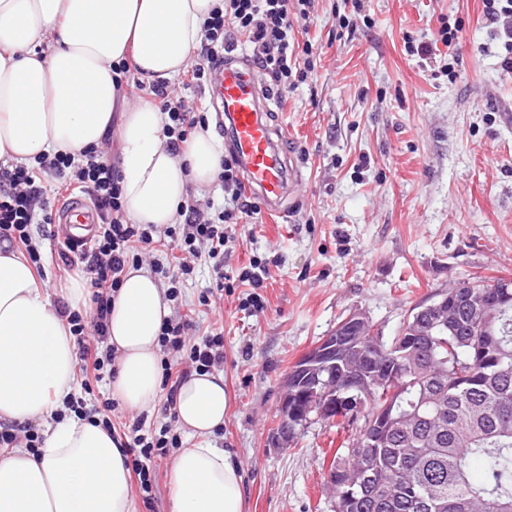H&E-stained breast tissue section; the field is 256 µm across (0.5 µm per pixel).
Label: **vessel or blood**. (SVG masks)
<instances>
[{"mask_svg": "<svg viewBox=\"0 0 512 512\" xmlns=\"http://www.w3.org/2000/svg\"><path fill=\"white\" fill-rule=\"evenodd\" d=\"M210 87L214 107L231 120L229 148L241 163L248 190L259 196L268 211H280L288 194L290 165L282 151V137L268 121L273 94L251 71L246 58L234 54L225 57ZM55 222L66 242L86 244L97 211L84 197L74 196L59 205Z\"/></svg>", "mask_w": 512, "mask_h": 512, "instance_id": "obj_1", "label": "vessel or blood"}]
</instances>
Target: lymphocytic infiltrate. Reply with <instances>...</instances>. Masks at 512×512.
<instances>
[{
  "instance_id": "f902f5d3",
  "label": "lymphocytic infiltrate",
  "mask_w": 512,
  "mask_h": 512,
  "mask_svg": "<svg viewBox=\"0 0 512 512\" xmlns=\"http://www.w3.org/2000/svg\"><path fill=\"white\" fill-rule=\"evenodd\" d=\"M311 0H224L214 8L204 26V38L195 66L193 83L211 81L216 65L238 44H246L254 62L275 90L279 100L304 83L315 68L311 45L300 44L295 37L294 21L308 18ZM151 93L159 101L166 119L163 135L172 150H180L192 131L205 126L204 115L195 112L184 98L161 84ZM53 177L60 186L79 185L84 189L99 214V224L89 247L62 253L64 267L82 265L92 290L95 310L92 317L77 311L65 316L76 343V364L84 377L102 380L112 372L115 351L107 343V319L112 298L117 292L126 268L143 266L146 255L163 246L176 254L173 265L152 263L151 269L166 289L171 302H178L182 285L194 272L193 258L199 245H207L215 278L203 305L223 298L225 288L224 254L234 243L228 227L241 215L254 212L255 202L245 192L240 179V164L234 155H225L219 177L224 185L227 206L201 216L194 204L182 208V223L157 228L153 224L128 222L121 199L119 175L108 162L101 147L87 148L81 157L58 154L38 158L35 165L0 168V238L23 247L34 267H41L42 256L34 243L30 227L53 221V208L41 196V176ZM188 320L170 317L165 320L158 339L170 358L163 363V378L171 380L175 361L190 363L194 371L208 372L224 361V338L215 333L193 341ZM121 445L129 456V464L144 494H151L156 482L157 457L169 449L180 447L177 435L169 425L160 429L145 428L143 418H135Z\"/></svg>"
}]
</instances>
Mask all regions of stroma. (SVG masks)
Wrapping results in <instances>:
<instances>
[{
  "instance_id": "obj_1",
  "label": "stroma",
  "mask_w": 512,
  "mask_h": 512,
  "mask_svg": "<svg viewBox=\"0 0 512 512\" xmlns=\"http://www.w3.org/2000/svg\"><path fill=\"white\" fill-rule=\"evenodd\" d=\"M350 9L312 0L297 23L316 67L271 116L297 177L284 212L232 227L224 268L266 261L262 305L242 307L240 285L201 306L205 261L183 290L193 334H224L228 408L211 442L239 465L246 512L335 510V429L313 422L287 448L272 438L283 377L337 322L359 309L389 336L457 277L512 279V73L499 24L482 0H363L368 22L350 32L338 19ZM445 22L460 29L448 47ZM408 37L431 54L408 55Z\"/></svg>"
}]
</instances>
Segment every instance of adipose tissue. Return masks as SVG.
Wrapping results in <instances>:
<instances>
[{"label":"adipose tissue","mask_w":512,"mask_h":512,"mask_svg":"<svg viewBox=\"0 0 512 512\" xmlns=\"http://www.w3.org/2000/svg\"><path fill=\"white\" fill-rule=\"evenodd\" d=\"M218 0H0V160L77 157L100 144L121 112L119 175L135 224L179 223L190 189L217 178L224 143L196 129L180 151L165 143L154 102L128 103L113 66L152 85L174 80L199 48ZM172 313L154 275L127 269L108 318L117 355L112 393L127 408L157 402L158 337ZM76 346L26 256L0 240V421L39 423L37 451L0 448V512H135L125 448L102 426L64 412L77 391ZM224 374L190 373L173 411L190 446L169 471L171 512H245L239 467L210 438L224 424Z\"/></svg>","instance_id":"obj_1"}]
</instances>
